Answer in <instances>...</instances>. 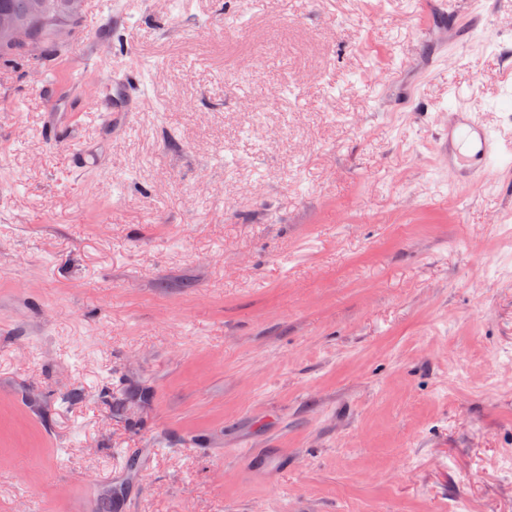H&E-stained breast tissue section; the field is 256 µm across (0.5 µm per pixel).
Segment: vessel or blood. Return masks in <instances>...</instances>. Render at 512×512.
<instances>
[{
	"instance_id": "1",
	"label": "vessel or blood",
	"mask_w": 512,
	"mask_h": 512,
	"mask_svg": "<svg viewBox=\"0 0 512 512\" xmlns=\"http://www.w3.org/2000/svg\"><path fill=\"white\" fill-rule=\"evenodd\" d=\"M110 85L112 94L103 104L107 112H131L138 108L145 91L142 72L124 71L113 74ZM462 142L468 147L466 167H458L453 158L455 143ZM434 151L439 157L451 182L466 181L469 186L481 187L486 183L506 150L497 132L485 122L482 112L476 107L459 102L448 122V136L437 139Z\"/></svg>"
}]
</instances>
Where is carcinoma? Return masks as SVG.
Here are the masks:
<instances>
[{"mask_svg": "<svg viewBox=\"0 0 512 512\" xmlns=\"http://www.w3.org/2000/svg\"><path fill=\"white\" fill-rule=\"evenodd\" d=\"M85 0H0V15L9 14L32 33L29 45L15 44L0 34V60L52 52L72 33L84 12Z\"/></svg>", "mask_w": 512, "mask_h": 512, "instance_id": "obj_1", "label": "carcinoma"}]
</instances>
